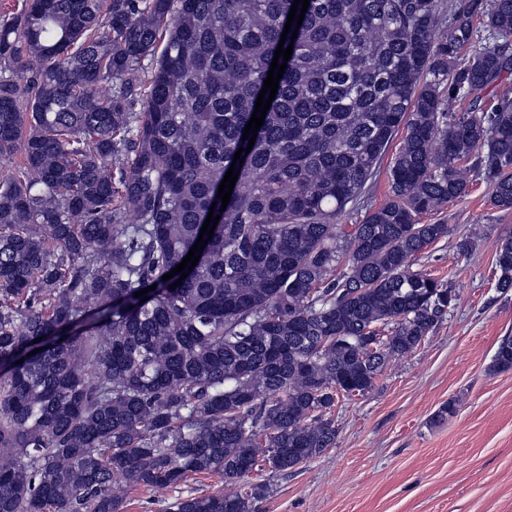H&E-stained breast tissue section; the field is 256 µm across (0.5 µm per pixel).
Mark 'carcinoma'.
I'll use <instances>...</instances> for the list:
<instances>
[{
	"label": "carcinoma",
	"mask_w": 512,
	"mask_h": 512,
	"mask_svg": "<svg viewBox=\"0 0 512 512\" xmlns=\"http://www.w3.org/2000/svg\"><path fill=\"white\" fill-rule=\"evenodd\" d=\"M293 3L25 0L0 21V159L20 157L0 176V512H123L116 478L202 472L224 489L167 512H253L270 487L250 473L335 447L336 399L447 314L414 265L450 228L417 216L466 194L461 162L512 210V0L448 24L441 0H310L233 164ZM401 130L390 195L345 230ZM211 210L197 265L162 279ZM495 259L506 293L511 235Z\"/></svg>",
	"instance_id": "cac0c4a2"
}]
</instances>
